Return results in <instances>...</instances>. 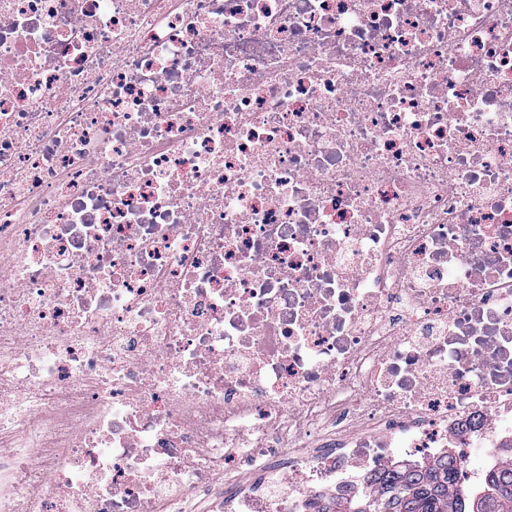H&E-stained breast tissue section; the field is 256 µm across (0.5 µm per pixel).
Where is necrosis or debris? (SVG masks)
<instances>
[{"instance_id":"necrosis-or-debris-1","label":"necrosis or debris","mask_w":512,"mask_h":512,"mask_svg":"<svg viewBox=\"0 0 512 512\" xmlns=\"http://www.w3.org/2000/svg\"><path fill=\"white\" fill-rule=\"evenodd\" d=\"M512 456V0H0V512H309Z\"/></svg>"}]
</instances>
